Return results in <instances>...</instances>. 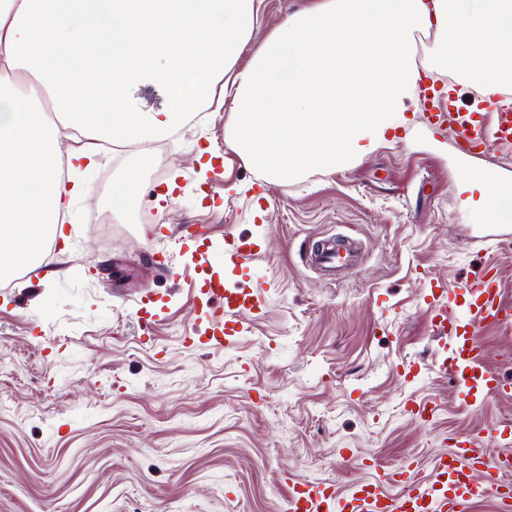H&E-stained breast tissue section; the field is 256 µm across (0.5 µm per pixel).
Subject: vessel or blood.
Returning <instances> with one entry per match:
<instances>
[{
  "instance_id": "obj_1",
  "label": "vessel or blood",
  "mask_w": 512,
  "mask_h": 512,
  "mask_svg": "<svg viewBox=\"0 0 512 512\" xmlns=\"http://www.w3.org/2000/svg\"><path fill=\"white\" fill-rule=\"evenodd\" d=\"M426 120L449 132L466 152L512 149V107L474 112L455 104L427 113ZM262 252L263 242L254 234L224 236L225 268L248 270ZM354 252L349 240L328 237L307 244L305 261L333 278L350 266ZM265 299L261 281H250L234 292L225 287L220 273H211L197 303V319L206 325L199 344L231 346L261 314ZM428 308L433 332L452 344L442 367L457 380L464 401L479 393L511 397L512 383L485 363L479 342L483 329L512 322V304L503 299L499 267L486 264L472 283L450 286L432 281ZM367 465L375 477L358 481L343 494L328 481L290 480L286 512H470L475 501L487 496L496 498L498 512H512V454L488 456L468 435L452 438L425 480L413 476L409 460L394 469L381 468L373 459Z\"/></svg>"
}]
</instances>
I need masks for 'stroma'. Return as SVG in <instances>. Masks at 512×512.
I'll list each match as a JSON object with an SVG mask.
<instances>
[{"mask_svg":"<svg viewBox=\"0 0 512 512\" xmlns=\"http://www.w3.org/2000/svg\"><path fill=\"white\" fill-rule=\"evenodd\" d=\"M312 0H255L258 25L239 63ZM232 116L211 108L186 135L147 148L101 152L80 171L86 194L42 266L0 281V512H285V476L363 479L364 458L388 468L414 460L419 478L467 433L487 453L512 451V399L464 403L440 369L448 341L434 335L424 275L475 280L501 268L512 302V237L486 216L472 169L512 189V155L463 152L423 116L395 142L350 167L277 180L229 148ZM222 157L215 203L196 188L212 172L199 150ZM138 170L141 189L121 210L112 192ZM181 179L162 212L165 235L138 223L167 177ZM268 191L256 213L250 189ZM195 226L199 242L185 240ZM266 237L256 274L267 304L229 348L188 347L196 249L228 286L226 230ZM341 233L360 244L351 270L331 281L308 267L303 247ZM180 271L154 272L147 251ZM150 294L158 320L143 339L136 301ZM494 369L512 381V325L484 330ZM411 397L436 402L432 419L405 412Z\"/></svg>","mask_w":512,"mask_h":512,"instance_id":"35a3bbf8","label":"stroma"}]
</instances>
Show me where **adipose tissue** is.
Listing matches in <instances>:
<instances>
[{
  "label": "adipose tissue",
  "mask_w": 512,
  "mask_h": 512,
  "mask_svg": "<svg viewBox=\"0 0 512 512\" xmlns=\"http://www.w3.org/2000/svg\"><path fill=\"white\" fill-rule=\"evenodd\" d=\"M255 26L254 0H0V278L37 268L84 194L63 164L94 165L98 140L176 132L224 76L226 142L272 180L335 172L412 124L416 31L435 32L433 68L485 96L512 87V0H315L238 68ZM22 70L60 124L19 93ZM147 84L163 94L159 111L132 105ZM68 129L88 143L66 154Z\"/></svg>",
  "instance_id": "adipose-tissue-1"
}]
</instances>
